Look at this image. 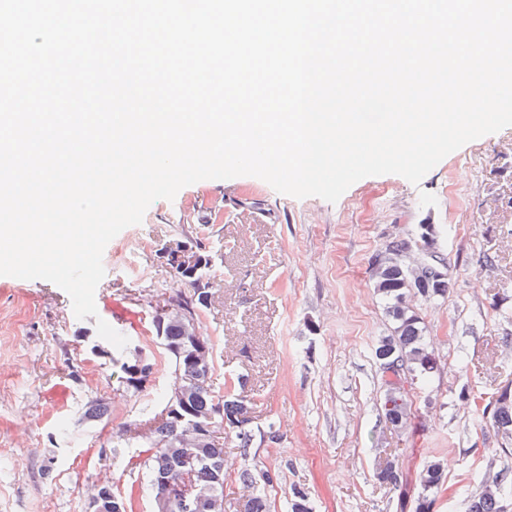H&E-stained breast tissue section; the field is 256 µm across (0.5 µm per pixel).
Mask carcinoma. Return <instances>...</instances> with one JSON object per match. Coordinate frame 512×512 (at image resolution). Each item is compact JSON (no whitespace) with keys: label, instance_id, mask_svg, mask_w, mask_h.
<instances>
[{"label":"carcinoma","instance_id":"cac0c4a2","mask_svg":"<svg viewBox=\"0 0 512 512\" xmlns=\"http://www.w3.org/2000/svg\"><path fill=\"white\" fill-rule=\"evenodd\" d=\"M407 241L392 240L379 253L372 267V281L388 319L387 332L374 344L373 356L380 374V401L386 421H411L409 389L424 388L445 364L427 336V327L413 301L433 304L448 293L449 280L425 279L413 283L403 275ZM180 282L190 287L188 293L174 292L172 298L189 311L199 312L212 303L211 283L199 286L195 279L175 271ZM158 344L172 366L171 379L161 398L160 409L143 408L144 414L134 427L112 434L114 448H143L146 457V487L156 494L158 478L164 476L172 490L183 489L187 495L175 499L170 512H225L224 442L220 437L205 439L192 433L184 422L166 413L176 393L186 398L185 415L211 418L217 432L232 433L243 464L236 478L251 489L243 500L242 512H270L267 487L276 473L260 467L252 456L254 435L245 418L249 401L243 397L216 395L212 384L213 344L199 325L190 326L177 314L158 312L152 318ZM208 344L206 364L199 367L192 358L197 343ZM479 425H489L499 437L498 447L489 449L483 474L468 495L467 512H503L505 502L512 503V385L497 389L490 400L474 404ZM448 460L435 457L417 473L420 491L427 492L428 504L417 502L415 512H433L436 496L447 479ZM378 479L399 486V466L395 462L377 472ZM89 507L91 512H127L126 500L112 483L95 486ZM287 512H310L308 496L293 488L286 504Z\"/></svg>","mask_w":512,"mask_h":512}]
</instances>
